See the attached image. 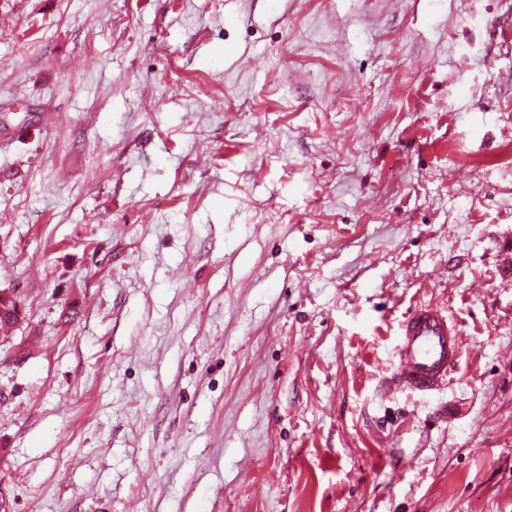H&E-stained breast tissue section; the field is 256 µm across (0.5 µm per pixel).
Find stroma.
Instances as JSON below:
<instances>
[{
    "label": "stroma",
    "instance_id": "obj_1",
    "mask_svg": "<svg viewBox=\"0 0 512 512\" xmlns=\"http://www.w3.org/2000/svg\"><path fill=\"white\" fill-rule=\"evenodd\" d=\"M0 289V512H512V0H0ZM462 355L457 325L433 306L410 311L401 323L397 361L387 387L427 394L448 382Z\"/></svg>",
    "mask_w": 512,
    "mask_h": 512
}]
</instances>
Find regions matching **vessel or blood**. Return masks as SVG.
<instances>
[{"label":"vessel or blood","instance_id":"obj_1","mask_svg":"<svg viewBox=\"0 0 512 512\" xmlns=\"http://www.w3.org/2000/svg\"><path fill=\"white\" fill-rule=\"evenodd\" d=\"M462 355L457 325L433 306L410 311L401 323L397 361L388 386L422 394L438 390Z\"/></svg>","mask_w":512,"mask_h":512}]
</instances>
